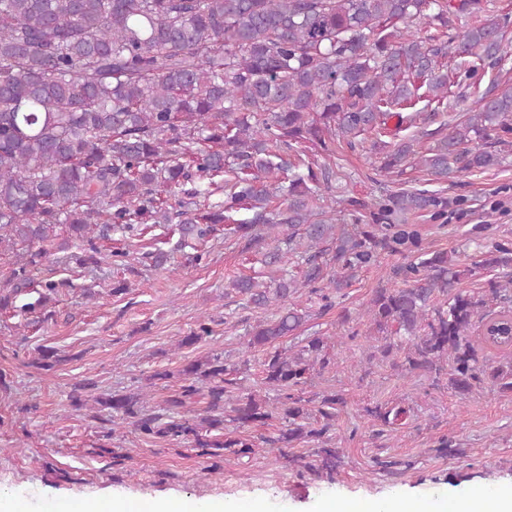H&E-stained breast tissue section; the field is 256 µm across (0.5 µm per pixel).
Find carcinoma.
Returning <instances> with one entry per match:
<instances>
[{
	"mask_svg": "<svg viewBox=\"0 0 512 512\" xmlns=\"http://www.w3.org/2000/svg\"><path fill=\"white\" fill-rule=\"evenodd\" d=\"M495 12L496 0H0V257L11 265L0 279V311L33 292L38 297L22 309L42 311L70 286L31 279L50 255L98 267L126 257L98 245L112 230L174 224L186 246L245 210L248 220L232 232L249 246L287 231L288 255L265 251L261 262L286 257L301 267L300 277L274 288L252 278L230 282L254 307L276 308L249 345L265 351L263 383L277 389L278 405L253 392L235 395L237 365L216 353L182 367L189 384L161 414L147 412L136 392L95 399L135 431L190 437L214 457L227 448L249 454L254 441L222 434L229 405L243 426L275 416L286 422L279 437L261 438L283 456L295 441L322 439L345 399L323 396L326 423L316 428L302 389L335 366L333 346L320 335L302 339L293 354L280 346L308 317L288 297L309 288L327 310L332 295L383 253L407 262L391 270L401 285L376 289L366 308L377 332L397 338L382 356L403 352L411 373L445 370L460 394L485 382L512 392V246L478 250L474 267L507 273L489 279L486 294L471 295L460 288L471 269L460 268L456 253L429 249L417 225L402 223L408 214L442 212L448 201L417 189L378 201L327 197L320 183L330 172L298 153L306 143L331 153L341 140L379 138L395 117L385 169L415 166L446 180L499 166L502 147L512 144L511 85L491 84L479 111L423 132L434 138L427 147L399 137L435 119L426 108L448 99L457 70L501 64L509 21ZM416 24L434 32L418 38ZM220 181L226 200L201 203ZM345 203L370 222L333 217ZM482 344L506 362L479 357ZM64 361L44 347L32 365L50 371ZM198 381L207 383L210 412L201 418L189 408Z\"/></svg>",
	"mask_w": 512,
	"mask_h": 512,
	"instance_id": "cac0c4a2",
	"label": "carcinoma"
}]
</instances>
